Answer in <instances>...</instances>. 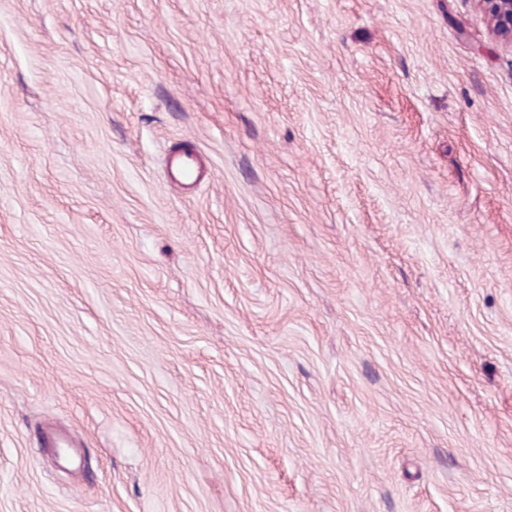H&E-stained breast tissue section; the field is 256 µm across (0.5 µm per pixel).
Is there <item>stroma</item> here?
<instances>
[{
	"label": "stroma",
	"mask_w": 512,
	"mask_h": 512,
	"mask_svg": "<svg viewBox=\"0 0 512 512\" xmlns=\"http://www.w3.org/2000/svg\"><path fill=\"white\" fill-rule=\"evenodd\" d=\"M0 512H512L478 0H0ZM167 176L170 180L187 186H195L202 180L203 170L195 151L178 150L167 157Z\"/></svg>",
	"instance_id": "stroma-1"
}]
</instances>
